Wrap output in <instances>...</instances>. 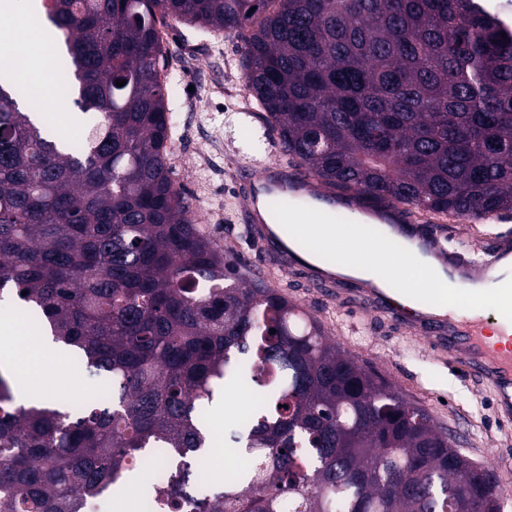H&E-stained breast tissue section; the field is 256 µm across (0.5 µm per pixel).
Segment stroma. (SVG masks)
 <instances>
[{"label": "stroma", "mask_w": 512, "mask_h": 512, "mask_svg": "<svg viewBox=\"0 0 512 512\" xmlns=\"http://www.w3.org/2000/svg\"><path fill=\"white\" fill-rule=\"evenodd\" d=\"M164 46L169 58L166 73L176 87L169 100L175 118L169 148L173 179L199 224L212 240L222 242L228 259L248 274H256L269 261L236 222L242 200L234 192V177L241 165L271 162L277 155L268 148L261 114L242 106L247 98L239 64L243 40L170 20ZM448 226V220L435 219L423 229L429 234L442 232L448 249L463 247L475 253L483 240L512 234V222L465 224L457 238L447 235ZM268 284L317 318L344 350L455 435L462 454L494 473L501 512H512V424L499 421L491 388L456 373L419 336L393 332L361 318L348 305L303 287L297 276L274 273ZM41 367L47 375L75 378V386L67 390L72 398L103 392L109 385L72 352L51 342L42 352Z\"/></svg>", "instance_id": "stroma-1"}]
</instances>
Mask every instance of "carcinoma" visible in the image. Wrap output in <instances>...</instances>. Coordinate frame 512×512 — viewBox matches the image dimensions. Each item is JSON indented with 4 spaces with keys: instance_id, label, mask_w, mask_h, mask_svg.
I'll return each mask as SVG.
<instances>
[{
    "instance_id": "carcinoma-1",
    "label": "carcinoma",
    "mask_w": 512,
    "mask_h": 512,
    "mask_svg": "<svg viewBox=\"0 0 512 512\" xmlns=\"http://www.w3.org/2000/svg\"><path fill=\"white\" fill-rule=\"evenodd\" d=\"M40 5L85 130L50 132L0 75V297L112 385L25 405L0 373V512H77L151 448L171 468L153 512H500L427 410L197 224L168 164L157 25L251 26L246 92L287 156L328 186L457 219L512 212V28L480 0ZM222 381L260 387L230 433L260 482L201 474Z\"/></svg>"
}]
</instances>
